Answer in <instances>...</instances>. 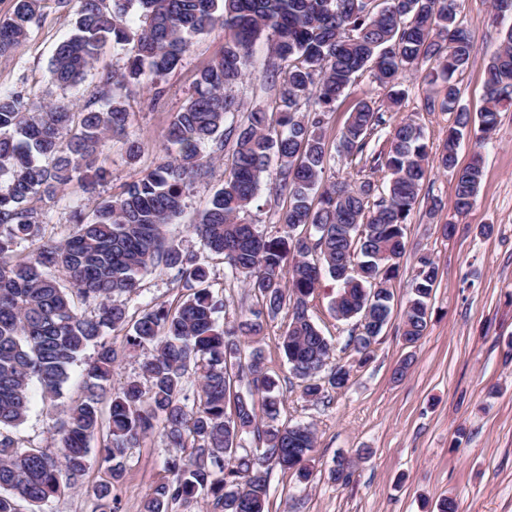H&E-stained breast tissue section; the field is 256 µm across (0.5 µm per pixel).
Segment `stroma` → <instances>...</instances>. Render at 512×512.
Segmentation results:
<instances>
[{
	"label": "stroma",
	"mask_w": 512,
	"mask_h": 512,
	"mask_svg": "<svg viewBox=\"0 0 512 512\" xmlns=\"http://www.w3.org/2000/svg\"><path fill=\"white\" fill-rule=\"evenodd\" d=\"M459 18L475 47L474 63L456 77L459 103L476 113L483 105L484 59L499 44L505 27L493 24L488 0H460ZM73 19L72 5L44 0L40 22L29 37L13 53L0 57V91L25 99L36 93L62 97V89L50 82L48 66L57 45L72 35ZM223 50L222 31L197 35L181 66L162 78L163 91L154 103L138 93L129 96L130 129L141 136L144 149L132 164L121 143L109 142L102 161L110 177L97 186V195L119 193L137 173L153 168L167 127L187 105L198 72ZM246 71L247 79L234 89L244 109L274 107V85L282 76L266 42L256 44ZM400 87L404 98L393 120L412 118L427 143L440 144L450 115L426 108L434 87L412 68L402 72ZM388 95V88L380 86L371 72L358 74L326 117L323 134L328 149H335L358 100L371 99L384 110ZM477 154L482 157L483 176L473 207L462 215L456 210L452 173L430 169L405 229L400 274L389 285L390 318L373 342L367 363H359L348 346L353 322L336 319L330 309L336 282L324 278L311 297L309 313L333 345L332 363L351 369L344 388H325L317 400L305 395L281 346L288 310L268 318L263 335L242 339L243 351L261 350L264 371L279 384L280 422L309 425L316 434L310 483H298L290 472L269 464L267 512H438L444 498L453 500L455 512H512V110L500 112L488 140L470 136L462 141L459 166L468 165ZM224 175L220 165L208 179L194 183L182 215L166 227L182 251L197 256L208 268L209 288L224 300L217 314L222 325L258 306L254 293L231 276L223 257L210 252L189 229L221 187ZM434 199L441 208L433 214L429 206ZM87 204L88 196L77 182L46 201L52 222L44 230L45 238L58 240L71 233L74 208ZM287 206L286 197L263 191L243 218L261 234L274 237L281 233L278 218ZM447 223L454 224L453 235H444ZM422 254L435 261L439 277L429 300L427 330L410 347L401 336L402 317ZM187 293L185 284L158 268L143 276L139 292L126 304L133 313L161 303L173 306ZM129 334V327L122 326L107 335L117 353L111 386L118 389L134 380L146 390L151 382L143 366L153 349H130ZM95 356L92 348L83 353L58 398H45L39 383H32L28 416L12 431L19 447L53 448L51 428L63 405L83 396L85 368ZM406 358L411 361L406 376L395 379V369ZM105 441L102 432L91 440L90 464L77 489L62 491L43 505L42 512H96L94 489L108 475L100 462ZM172 453L159 429L129 449L125 475L114 489L119 512H143L154 487L168 477L166 462ZM340 455L355 461L344 486L330 477Z\"/></svg>",
	"instance_id": "stroma-1"
}]
</instances>
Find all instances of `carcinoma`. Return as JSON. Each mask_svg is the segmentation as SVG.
Masks as SVG:
<instances>
[{
	"mask_svg": "<svg viewBox=\"0 0 512 512\" xmlns=\"http://www.w3.org/2000/svg\"><path fill=\"white\" fill-rule=\"evenodd\" d=\"M69 2L75 7L74 34L57 46L50 62L58 87L78 85L108 42L132 47L123 70L102 74L101 106L39 96L25 103L17 94L0 93V512H18L19 500L40 512L64 488L77 486L101 426L98 404L106 396L109 441L102 460L110 479L94 489L100 512H115L112 486L124 475L128 450L159 424L170 446H189L191 452L167 461L170 478L153 489L144 512H172L173 505L198 498L210 512H265L264 460L306 481L315 435L309 426L277 424L276 382L264 372L260 351L242 357L239 337L261 335L265 317L289 308L282 346L291 372L305 383L306 396L321 395L317 376L333 346L308 311L309 298L327 274L338 283L331 310L338 320L359 318L352 349L368 354L391 314L388 282L399 275L405 225L429 163L455 177L458 212H468L476 201L481 157L459 168L457 150L470 134L489 139L499 113L512 108V26L484 63L485 106L474 116L459 105L453 81L474 62L472 37L457 20L460 0H113L110 8L106 0ZM135 5L140 26L132 35L125 18ZM40 12L41 0H14L11 17L0 21V56L27 39ZM491 12L496 22L512 17V0H491ZM216 28L224 30V53L199 72L154 168L119 195L93 199L90 212L75 208V230L65 238L43 241L29 252L22 248L49 224L43 200L75 180L89 192L107 180L99 159L109 141H122L128 160L137 162L142 143L128 132L124 91L149 87L181 64L193 36ZM263 38L283 74L277 118L259 106L237 123L233 117L241 102L233 87L247 77L244 62ZM424 64L429 81L446 85L445 97L427 99L426 108L453 114L435 154L414 121L396 122L387 151L373 158L389 174L386 194L373 202L374 183L344 180L323 191L321 207H314L312 193L330 163L322 128L356 74L368 69L391 88L392 109L402 100L395 89L400 71ZM312 100L317 109L302 114L301 105ZM385 124L372 101L359 100L336 155L350 161L366 156L369 137ZM230 141L228 174L192 230L224 256L231 275H244L262 306L221 327L215 314L224 302L207 288V268L168 239L166 226L182 214L192 184L208 178L221 160L205 152L206 145L221 150ZM273 163V189L288 196L289 206L279 217L282 235L266 237L241 213L258 196ZM306 224L317 239L296 234ZM417 263L403 316L408 345L424 336L427 300L438 278L429 255H419ZM157 267L193 284L192 293L173 308L155 305L133 320L118 296L136 293L140 277ZM77 299L95 303L97 313H80ZM123 325L132 330L131 347L155 348L144 365L151 381L147 391L135 381L118 391L110 388L116 352L101 338ZM91 345L97 356L87 368L86 395L62 410L57 450H20L10 429L26 420L30 384L36 380L47 396H58L70 366ZM191 369L200 382L194 396L184 388ZM243 379L249 386L245 396L233 390ZM245 434L253 435L255 449L242 445ZM330 474L347 484L350 462L337 459Z\"/></svg>",
	"mask_w": 512,
	"mask_h": 512,
	"instance_id": "cac0c4a2",
	"label": "carcinoma"
}]
</instances>
